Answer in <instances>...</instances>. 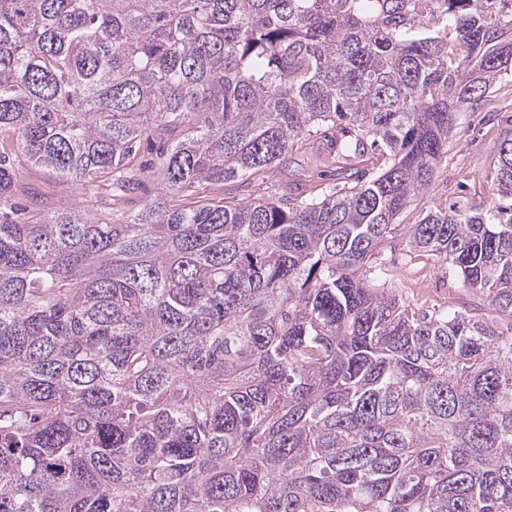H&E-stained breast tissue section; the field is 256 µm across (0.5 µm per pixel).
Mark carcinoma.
<instances>
[{
	"label": "carcinoma",
	"mask_w": 512,
	"mask_h": 512,
	"mask_svg": "<svg viewBox=\"0 0 512 512\" xmlns=\"http://www.w3.org/2000/svg\"><path fill=\"white\" fill-rule=\"evenodd\" d=\"M505 76L512 0H0V512H512V203L400 220ZM331 129L319 196L172 204ZM150 136L134 215L26 180L136 195ZM397 239L489 313L377 283ZM158 139H146L142 142L141 147L135 157L134 163H137L143 167H145L146 172L150 175L153 164L156 158V153L158 149ZM160 187L159 182L151 173L150 176L145 181L144 185V196L155 194ZM27 177L40 192L46 207L87 210L93 204L88 190L64 185L43 170L28 167Z\"/></svg>",
	"instance_id": "carcinoma-1"
}]
</instances>
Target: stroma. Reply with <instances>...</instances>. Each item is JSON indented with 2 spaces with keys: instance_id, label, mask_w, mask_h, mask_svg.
<instances>
[{
  "instance_id": "obj_1",
  "label": "stroma",
  "mask_w": 512,
  "mask_h": 512,
  "mask_svg": "<svg viewBox=\"0 0 512 512\" xmlns=\"http://www.w3.org/2000/svg\"><path fill=\"white\" fill-rule=\"evenodd\" d=\"M511 133L512 81L505 80L496 83L490 101L463 119L448 143V153L443 157L429 190L410 203L402 215L403 222L414 223L421 212L440 204L497 201V147L505 135ZM27 177L47 207L85 210L92 204L88 190L64 185L43 170L28 168ZM393 259L387 283L403 296L412 297L414 291L412 284L399 271L400 266L409 264L420 271L425 280L427 304L464 307L479 315L487 313V301L467 290L448 265L427 255L408 259L404 246L400 244L395 247Z\"/></svg>"
}]
</instances>
